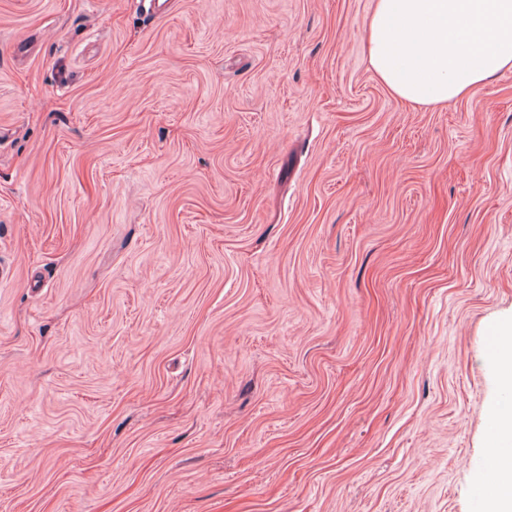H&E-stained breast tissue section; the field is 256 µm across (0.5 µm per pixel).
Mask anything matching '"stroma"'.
Wrapping results in <instances>:
<instances>
[{
	"label": "stroma",
	"mask_w": 512,
	"mask_h": 512,
	"mask_svg": "<svg viewBox=\"0 0 512 512\" xmlns=\"http://www.w3.org/2000/svg\"><path fill=\"white\" fill-rule=\"evenodd\" d=\"M372 7L0 0V512H472L512 72L400 103Z\"/></svg>",
	"instance_id": "1"
}]
</instances>
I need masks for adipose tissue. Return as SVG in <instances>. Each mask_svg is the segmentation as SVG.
<instances>
[{
    "label": "adipose tissue",
    "mask_w": 512,
    "mask_h": 512,
    "mask_svg": "<svg viewBox=\"0 0 512 512\" xmlns=\"http://www.w3.org/2000/svg\"><path fill=\"white\" fill-rule=\"evenodd\" d=\"M368 64L398 101L438 108L512 71V0H374ZM488 512H512V417L503 418Z\"/></svg>",
    "instance_id": "ef3b65f1"
}]
</instances>
